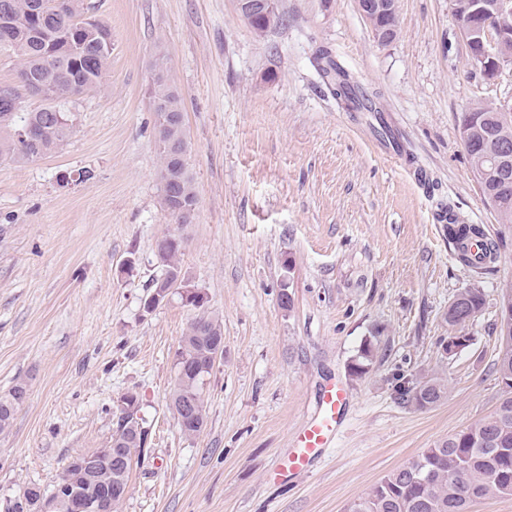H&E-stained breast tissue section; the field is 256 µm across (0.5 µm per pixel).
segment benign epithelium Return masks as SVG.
Listing matches in <instances>:
<instances>
[{"mask_svg": "<svg viewBox=\"0 0 512 512\" xmlns=\"http://www.w3.org/2000/svg\"><path fill=\"white\" fill-rule=\"evenodd\" d=\"M237 9L247 23L251 24L260 17L271 25L279 13L276 0H237ZM451 9L457 24L460 38L471 62L480 69L484 77L495 79L502 68L512 64V25L508 18L512 15V0H451ZM360 15L368 24L374 38L381 44L393 41L394 28L381 24V16L396 12V6L390 0H358ZM479 180L488 178L508 188L512 183V142H500L496 154L486 158L484 166L476 174ZM178 294L184 304H198L206 301L205 294L183 283V287L153 293L144 303V309L151 312L159 304L169 300L172 294ZM109 461H117L112 470V487L117 494H127L124 482V469L118 463L120 451L107 452ZM37 500L45 503V512H56L65 507L68 512H108L110 497L98 492L88 493L63 478L52 493L46 495L35 488L31 489Z\"/></svg>", "mask_w": 512, "mask_h": 512, "instance_id": "1", "label": "benign epithelium"}]
</instances>
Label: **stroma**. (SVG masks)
<instances>
[{"mask_svg":"<svg viewBox=\"0 0 512 512\" xmlns=\"http://www.w3.org/2000/svg\"><path fill=\"white\" fill-rule=\"evenodd\" d=\"M112 33L100 88L69 98L73 132L28 163H0V395L28 398L0 433V512L28 485L110 445L121 398H139L149 445L121 512H346L387 473L491 415L501 394L499 294L512 285V224L484 200L460 135L477 104L512 105V65L487 81L450 0H397L398 35L372 37L356 0H278L254 34L234 0H84ZM162 61L184 106L198 205L161 204L149 81ZM338 62L357 102L322 76ZM393 146L389 158L384 146ZM425 180H416L415 170ZM485 230L474 267L438 214ZM224 324L206 378L207 423L185 437L170 405L193 310L145 312L162 236ZM480 289L469 346L447 352L455 295ZM290 293L283 306L281 293ZM374 344L367 374L350 365ZM448 394L419 410L397 376ZM350 393L347 421L309 473L274 478L319 388Z\"/></svg>","mask_w":512,"mask_h":512,"instance_id":"obj_1","label":"stroma"}]
</instances>
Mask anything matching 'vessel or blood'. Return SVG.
<instances>
[{
  "mask_svg": "<svg viewBox=\"0 0 512 512\" xmlns=\"http://www.w3.org/2000/svg\"><path fill=\"white\" fill-rule=\"evenodd\" d=\"M349 394L340 385H326L320 392L314 415L295 434L288 453L279 461L280 476L307 472L330 448L345 424Z\"/></svg>",
  "mask_w": 512,
  "mask_h": 512,
  "instance_id": "obj_1",
  "label": "vessel or blood"
}]
</instances>
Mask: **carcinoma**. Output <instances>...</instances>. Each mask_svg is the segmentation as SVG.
<instances>
[{"label":"carcinoma","mask_w":512,"mask_h":512,"mask_svg":"<svg viewBox=\"0 0 512 512\" xmlns=\"http://www.w3.org/2000/svg\"><path fill=\"white\" fill-rule=\"evenodd\" d=\"M14 23L10 40L0 43V52L14 58L19 83L35 81L47 90L40 108L30 112H5L0 98V160L27 163L57 149L69 136L72 123L61 111L60 103L74 95L94 91L105 70L98 57L112 53V34L100 24L84 17L82 0H0V19ZM154 127L168 123L167 143L158 147L160 174L165 181L163 205L174 209L176 224H189L187 213L197 207L198 197L188 169L176 171V154L187 152L182 106L163 78L155 88ZM488 123L512 139V112H496L484 106ZM468 233L480 238L477 246L495 255L496 244L469 224L448 225V235ZM183 237L167 234L158 240L156 251L165 267V276L152 281L149 292L172 288L185 281L181 277L180 255ZM484 306L478 288H465L448 306V326L463 330ZM182 336L176 359V380L171 404L192 399L199 416L178 422L184 435L199 434L206 422L204 381L212 369L213 355L224 344L222 320L204 306ZM502 348L496 361V374L502 394L490 416L439 441L408 463L386 474L368 492L353 501L348 512H468L477 499L512 496V333L501 335ZM372 341L364 343L352 362L350 372L365 375L373 359ZM27 392L18 383L0 397V432L11 427L20 397ZM399 399L417 409H428L446 397V389L435 379L402 378ZM115 447L129 456L139 454L143 436L148 434L143 419L137 416L138 398L134 393L122 397Z\"/></svg>","instance_id":"1"}]
</instances>
